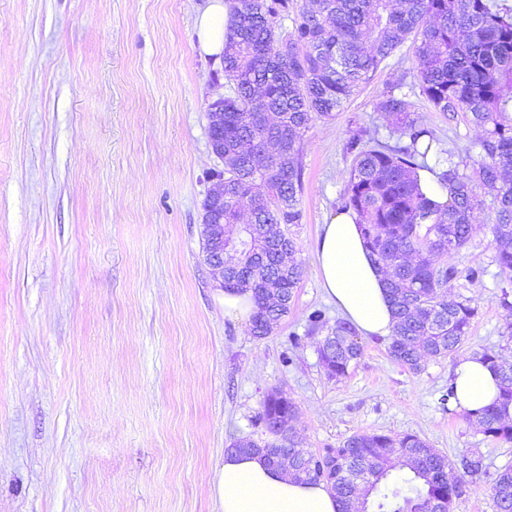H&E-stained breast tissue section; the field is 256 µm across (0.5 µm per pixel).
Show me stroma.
Masks as SVG:
<instances>
[{"instance_id":"35a3bbf8","label":"stroma","mask_w":512,"mask_h":512,"mask_svg":"<svg viewBox=\"0 0 512 512\" xmlns=\"http://www.w3.org/2000/svg\"><path fill=\"white\" fill-rule=\"evenodd\" d=\"M209 0H0V512H221L213 478L233 439L265 438L268 394L297 407L295 442L314 453L357 433L415 434L459 461L451 512H497L491 486L512 443L486 439L441 396L459 357L512 363V277L493 263L486 213L452 262V291L477 314L456 354L413 372L384 340L328 379L308 316L339 312L316 275L318 230L340 204L352 121L385 128L374 103L408 48L331 121L303 135V276L265 339L224 313L222 275L203 260L202 205L222 170L208 104L221 58L201 53ZM424 120L454 148L480 128L422 95ZM482 269L468 279L469 269Z\"/></svg>"}]
</instances>
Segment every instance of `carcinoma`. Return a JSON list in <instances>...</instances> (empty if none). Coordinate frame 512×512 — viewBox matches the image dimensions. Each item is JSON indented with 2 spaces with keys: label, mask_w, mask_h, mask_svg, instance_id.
<instances>
[{
  "label": "carcinoma",
  "mask_w": 512,
  "mask_h": 512,
  "mask_svg": "<svg viewBox=\"0 0 512 512\" xmlns=\"http://www.w3.org/2000/svg\"><path fill=\"white\" fill-rule=\"evenodd\" d=\"M288 0H236L224 46V224L238 234L224 289L249 292L252 336H268L288 315L303 276L296 243L281 229L299 224L302 136L313 118L333 119L407 41L416 66L397 71L376 99L388 139L359 123L350 131L351 156L342 210L358 217L374 260L391 270L387 288L395 324L392 361L418 372L455 351L477 313L473 299L450 291L460 271L450 263L454 241H470L491 197L494 262L512 274V10L498 0H315L283 27ZM436 112L458 114L482 129L476 156L441 146L410 96L414 88ZM428 171L450 190L442 205L418 183ZM288 239V260L280 242ZM327 329L318 354L328 378L340 380L363 346L344 320L308 317V331ZM480 358L499 376V393L478 411L481 432L512 442V365L492 351ZM296 406L280 392L267 396L262 423L273 440H239L232 447L283 464L298 480L322 482L341 512H435L460 488L457 469H486L482 454L459 465L426 440L408 434L359 433L320 455L294 445ZM492 494L499 512H512V468L497 473Z\"/></svg>",
  "instance_id": "carcinoma-1"
}]
</instances>
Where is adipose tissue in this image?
<instances>
[{"mask_svg":"<svg viewBox=\"0 0 512 512\" xmlns=\"http://www.w3.org/2000/svg\"><path fill=\"white\" fill-rule=\"evenodd\" d=\"M231 0H210L198 18L201 51L221 54L231 20ZM321 286L359 335L383 339L392 334L387 274L366 247L354 213L332 212L315 243ZM459 409L477 413L498 394L495 374L466 355L453 369ZM222 512H340L324 484L306 483L268 465L257 454L228 452L214 476Z\"/></svg>","mask_w":512,"mask_h":512,"instance_id":"1","label":"adipose tissue"}]
</instances>
